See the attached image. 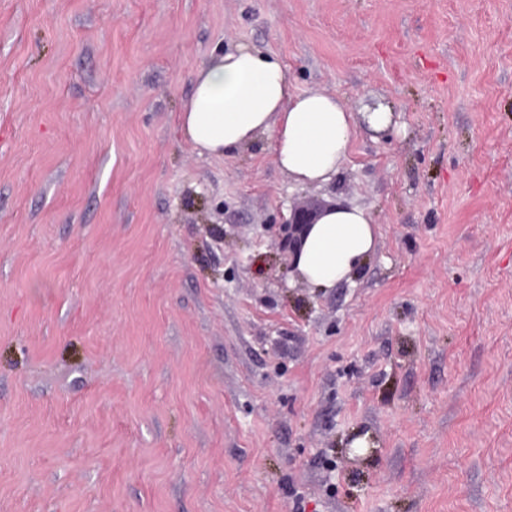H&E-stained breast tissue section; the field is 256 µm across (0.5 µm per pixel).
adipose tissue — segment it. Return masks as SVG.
Segmentation results:
<instances>
[{"label":"adipose tissue","instance_id":"adipose-tissue-1","mask_svg":"<svg viewBox=\"0 0 512 512\" xmlns=\"http://www.w3.org/2000/svg\"><path fill=\"white\" fill-rule=\"evenodd\" d=\"M361 119L383 132L391 124V110L381 104L358 117L335 97L293 92L278 56L241 43L198 68L178 124L202 155L219 156L266 137L280 169L308 185L336 176ZM375 238L376 226L364 209L337 207L313 227L298 270L316 287H334L372 254Z\"/></svg>","mask_w":512,"mask_h":512}]
</instances>
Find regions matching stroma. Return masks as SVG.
I'll list each match as a JSON object with an SVG mask.
<instances>
[{"label": "stroma", "mask_w": 512, "mask_h": 512, "mask_svg": "<svg viewBox=\"0 0 512 512\" xmlns=\"http://www.w3.org/2000/svg\"><path fill=\"white\" fill-rule=\"evenodd\" d=\"M241 43L388 132L313 185L199 155L177 114ZM313 204L378 227L324 291L264 229ZM298 495L512 512V0H0V512ZM391 109L379 103L376 109L370 110L366 107L363 114L362 120L366 122V125L374 131L385 132L391 124Z\"/></svg>", "instance_id": "stroma-1"}]
</instances>
